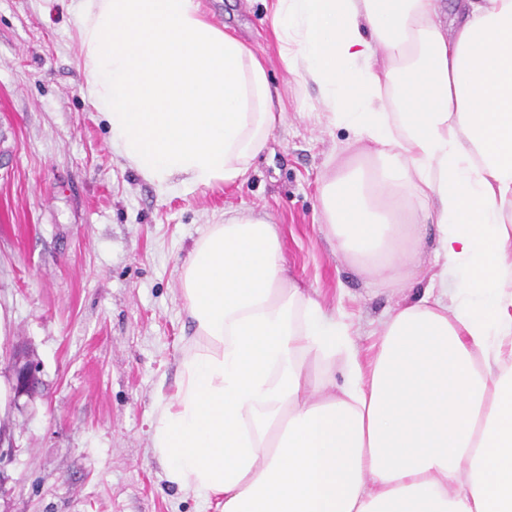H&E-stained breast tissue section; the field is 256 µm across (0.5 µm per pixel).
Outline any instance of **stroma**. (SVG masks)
<instances>
[{
    "instance_id": "obj_1",
    "label": "stroma",
    "mask_w": 512,
    "mask_h": 512,
    "mask_svg": "<svg viewBox=\"0 0 512 512\" xmlns=\"http://www.w3.org/2000/svg\"><path fill=\"white\" fill-rule=\"evenodd\" d=\"M199 2L265 60L285 120L246 182L162 195L112 151L83 95L74 0H0V387L19 351L41 380L0 404V512H220L168 485L150 434L192 334L180 266L226 211L277 224L289 274L345 314L360 346L421 291L377 288L325 236L320 180L352 138L283 66L270 0Z\"/></svg>"
}]
</instances>
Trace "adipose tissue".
Listing matches in <instances>:
<instances>
[{"mask_svg": "<svg viewBox=\"0 0 512 512\" xmlns=\"http://www.w3.org/2000/svg\"><path fill=\"white\" fill-rule=\"evenodd\" d=\"M85 93L165 194L245 181L284 119L198 0H79ZM281 60L369 151L319 187L327 238L390 285L440 271L362 360L240 210L180 269L194 325L150 446L222 512H512V0H275Z\"/></svg>", "mask_w": 512, "mask_h": 512, "instance_id": "ef3b65f1", "label": "adipose tissue"}]
</instances>
